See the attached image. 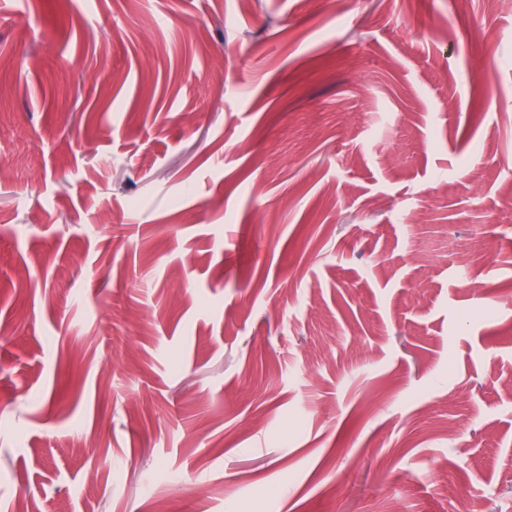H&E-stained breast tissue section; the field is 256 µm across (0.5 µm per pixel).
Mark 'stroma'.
<instances>
[{
    "instance_id": "obj_1",
    "label": "stroma",
    "mask_w": 512,
    "mask_h": 512,
    "mask_svg": "<svg viewBox=\"0 0 512 512\" xmlns=\"http://www.w3.org/2000/svg\"><path fill=\"white\" fill-rule=\"evenodd\" d=\"M467 276L512 296V0H0L16 512H512Z\"/></svg>"
}]
</instances>
